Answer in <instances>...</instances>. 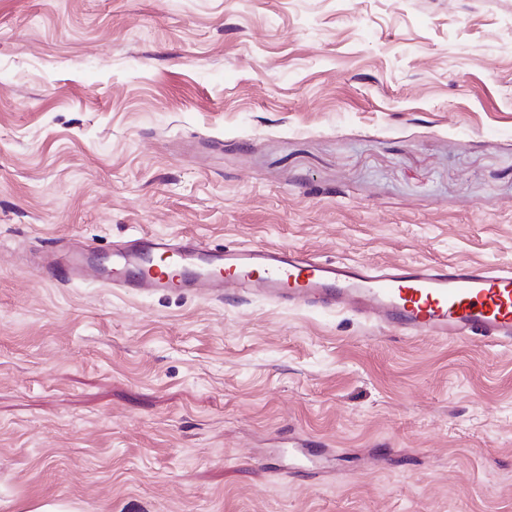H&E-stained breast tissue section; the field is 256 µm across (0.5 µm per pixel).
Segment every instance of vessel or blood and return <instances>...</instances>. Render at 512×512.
Returning a JSON list of instances; mask_svg holds the SVG:
<instances>
[{
    "instance_id": "obj_1",
    "label": "vessel or blood",
    "mask_w": 512,
    "mask_h": 512,
    "mask_svg": "<svg viewBox=\"0 0 512 512\" xmlns=\"http://www.w3.org/2000/svg\"><path fill=\"white\" fill-rule=\"evenodd\" d=\"M93 244L69 255L42 252L41 269L60 285L91 278L140 296L179 290L217 299L256 291L280 305L349 309L406 336L512 343V270L482 264H400L376 268L320 259L302 249L213 247L191 237L143 233L113 243L110 264Z\"/></svg>"
}]
</instances>
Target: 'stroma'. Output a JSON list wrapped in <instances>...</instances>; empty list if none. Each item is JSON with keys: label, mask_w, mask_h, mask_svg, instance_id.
Wrapping results in <instances>:
<instances>
[{"label": "stroma", "mask_w": 512, "mask_h": 512, "mask_svg": "<svg viewBox=\"0 0 512 512\" xmlns=\"http://www.w3.org/2000/svg\"><path fill=\"white\" fill-rule=\"evenodd\" d=\"M137 231L512 269V0H0V498L512 512V345L33 266Z\"/></svg>", "instance_id": "obj_1"}]
</instances>
